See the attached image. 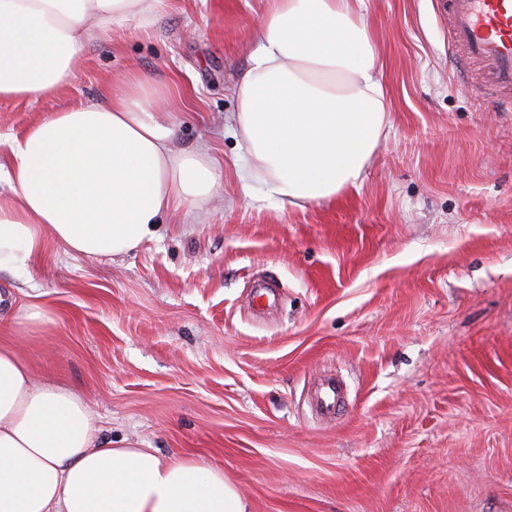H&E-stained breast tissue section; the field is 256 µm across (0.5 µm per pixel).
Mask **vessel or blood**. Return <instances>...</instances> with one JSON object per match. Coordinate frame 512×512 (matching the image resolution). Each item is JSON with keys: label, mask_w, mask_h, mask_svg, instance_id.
Listing matches in <instances>:
<instances>
[{"label": "vessel or blood", "mask_w": 512, "mask_h": 512, "mask_svg": "<svg viewBox=\"0 0 512 512\" xmlns=\"http://www.w3.org/2000/svg\"><path fill=\"white\" fill-rule=\"evenodd\" d=\"M448 47L479 64L482 80L497 94L501 110L512 111V0H443Z\"/></svg>", "instance_id": "vessel-or-blood-1"}]
</instances>
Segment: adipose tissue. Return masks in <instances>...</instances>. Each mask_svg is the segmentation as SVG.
Instances as JSON below:
<instances>
[{
    "instance_id": "obj_1",
    "label": "adipose tissue",
    "mask_w": 512,
    "mask_h": 512,
    "mask_svg": "<svg viewBox=\"0 0 512 512\" xmlns=\"http://www.w3.org/2000/svg\"><path fill=\"white\" fill-rule=\"evenodd\" d=\"M235 93L248 174L301 207L358 186L389 112L368 0H270ZM163 0H0V98L69 83L86 47L115 27L145 29ZM148 77L55 112L0 161V272L21 278L47 243L116 257L163 216L193 218L213 196L206 148L188 151L145 103ZM77 392L37 380L0 347V512H252L222 470L152 448L112 446Z\"/></svg>"
}]
</instances>
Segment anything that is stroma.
Instances as JSON below:
<instances>
[{
    "label": "stroma",
    "mask_w": 512,
    "mask_h": 512,
    "mask_svg": "<svg viewBox=\"0 0 512 512\" xmlns=\"http://www.w3.org/2000/svg\"><path fill=\"white\" fill-rule=\"evenodd\" d=\"M266 0H165L103 33L70 82L0 99V154L49 114L145 74L215 198L119 257L48 245L0 333L87 398L101 436L221 469L252 512H512V112L448 50L441 0H369L390 121L359 187L280 206L246 175L234 90ZM275 304L256 312L253 288ZM345 385L333 418L311 395ZM49 318L45 311L38 305H30L23 314L15 316L10 322L12 330L19 334L18 336H27V334L42 330Z\"/></svg>",
    "instance_id": "35a3bbf8"
}]
</instances>
